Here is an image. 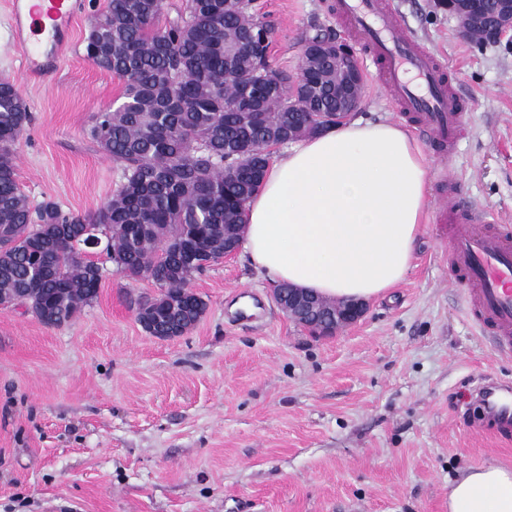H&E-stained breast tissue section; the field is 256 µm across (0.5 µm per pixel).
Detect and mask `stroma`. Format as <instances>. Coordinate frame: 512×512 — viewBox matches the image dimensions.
<instances>
[{"label": "stroma", "instance_id": "1", "mask_svg": "<svg viewBox=\"0 0 512 512\" xmlns=\"http://www.w3.org/2000/svg\"><path fill=\"white\" fill-rule=\"evenodd\" d=\"M335 0H258L275 28L272 61L296 73L314 33L349 34ZM415 39L446 62L467 110L448 161L424 135L430 204L407 277L355 324L315 338L277 306L275 283L244 254L192 282L207 308L162 340L136 319L158 292L105 253L97 299L62 326L0 308V512H448L449 485L482 466L512 469L477 385H512V353L467 313L436 223L444 171L467 202L512 227V45H483L433 0H392ZM108 0H82L57 69L22 65L0 0V79L32 121L16 146L32 204L95 212L120 163L90 136L123 83L86 56ZM359 114L405 122L369 60Z\"/></svg>", "mask_w": 512, "mask_h": 512}]
</instances>
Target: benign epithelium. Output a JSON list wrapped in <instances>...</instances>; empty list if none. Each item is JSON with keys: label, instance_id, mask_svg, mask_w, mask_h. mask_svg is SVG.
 Wrapping results in <instances>:
<instances>
[{"label": "benign epithelium", "instance_id": "obj_1", "mask_svg": "<svg viewBox=\"0 0 512 512\" xmlns=\"http://www.w3.org/2000/svg\"><path fill=\"white\" fill-rule=\"evenodd\" d=\"M438 6L458 14L465 25H477L484 43L512 41V0H438ZM352 84L353 79H348L336 101V117L341 121L358 111L362 102V89L355 90ZM274 299L288 317L320 337L335 335L366 312L364 303L329 301L303 288H276Z\"/></svg>", "mask_w": 512, "mask_h": 512}]
</instances>
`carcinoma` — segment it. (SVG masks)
<instances>
[{"instance_id": "carcinoma-1", "label": "carcinoma", "mask_w": 512, "mask_h": 512, "mask_svg": "<svg viewBox=\"0 0 512 512\" xmlns=\"http://www.w3.org/2000/svg\"><path fill=\"white\" fill-rule=\"evenodd\" d=\"M165 0H109L92 23V61L124 81V103L100 112L91 138L123 165L124 182L102 207L78 215L53 202L29 203L16 178L14 146L31 122L12 85L0 87V303L26 298L48 325L70 322L98 297L102 269L79 245L103 236L116 271L161 288L160 329L189 331L206 302L191 281L206 268L188 250L201 246L211 263L224 258V237L240 238L245 206L270 156L267 146L336 124V87L355 55H303L313 86L273 68L274 28L241 0H188L152 30Z\"/></svg>"}]
</instances>
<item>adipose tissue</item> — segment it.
<instances>
[{
	"instance_id": "obj_1",
	"label": "adipose tissue",
	"mask_w": 512,
	"mask_h": 512,
	"mask_svg": "<svg viewBox=\"0 0 512 512\" xmlns=\"http://www.w3.org/2000/svg\"><path fill=\"white\" fill-rule=\"evenodd\" d=\"M428 204V162L409 130L354 120L270 161L242 245L277 282L366 302L406 277ZM448 512H512V471L470 470L452 484Z\"/></svg>"
}]
</instances>
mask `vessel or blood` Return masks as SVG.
<instances>
[{
	"mask_svg": "<svg viewBox=\"0 0 512 512\" xmlns=\"http://www.w3.org/2000/svg\"><path fill=\"white\" fill-rule=\"evenodd\" d=\"M76 13V0H9L13 41L28 72L55 69ZM336 14L357 35L399 111L432 139L441 157H448L465 105L446 66L413 38L391 0H336ZM438 218L452 226L448 261L465 288L468 314L479 327L493 328L501 351L512 350V241L492 230L496 218L491 212L458 202L453 179ZM511 390L502 384L477 389L494 429L505 434H512V403L505 398Z\"/></svg>",
	"mask_w": 512,
	"mask_h": 512,
	"instance_id": "vessel-or-blood-1",
	"label": "vessel or blood"
}]
</instances>
